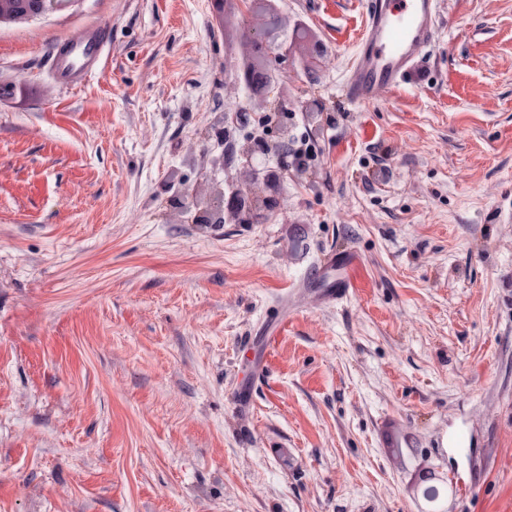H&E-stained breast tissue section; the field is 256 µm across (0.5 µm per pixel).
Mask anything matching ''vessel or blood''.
Returning <instances> with one entry per match:
<instances>
[{
    "mask_svg": "<svg viewBox=\"0 0 512 512\" xmlns=\"http://www.w3.org/2000/svg\"><path fill=\"white\" fill-rule=\"evenodd\" d=\"M437 28V0H369L343 84L346 98L357 106L368 105L383 91L400 90L421 52L435 41ZM108 44L109 37L99 26L80 40L64 42L50 58L53 76L69 87L82 85L89 74L104 67ZM359 264V256L352 252L325 260V267L338 270L340 276L335 287L323 291L324 303L347 298Z\"/></svg>",
    "mask_w": 512,
    "mask_h": 512,
    "instance_id": "1",
    "label": "vessel or blood"
}]
</instances>
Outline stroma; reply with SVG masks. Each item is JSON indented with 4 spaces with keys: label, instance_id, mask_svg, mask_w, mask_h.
<instances>
[{
    "label": "stroma",
    "instance_id": "stroma-1",
    "mask_svg": "<svg viewBox=\"0 0 512 512\" xmlns=\"http://www.w3.org/2000/svg\"><path fill=\"white\" fill-rule=\"evenodd\" d=\"M364 2L73 0L0 26V512H425L428 465L466 480L448 512H512V0H439L401 91L356 106ZM99 24L105 69L66 88L48 58ZM244 27L290 55L302 166L266 220L195 224L176 196L250 182L212 163L220 116L264 104L224 69ZM349 251L356 287L325 304Z\"/></svg>",
    "mask_w": 512,
    "mask_h": 512
}]
</instances>
